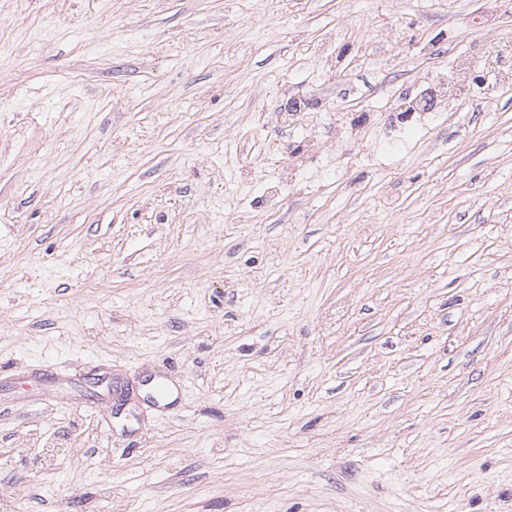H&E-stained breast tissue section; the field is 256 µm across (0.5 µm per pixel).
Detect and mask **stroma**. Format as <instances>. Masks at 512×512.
<instances>
[{"label":"stroma","mask_w":512,"mask_h":512,"mask_svg":"<svg viewBox=\"0 0 512 512\" xmlns=\"http://www.w3.org/2000/svg\"><path fill=\"white\" fill-rule=\"evenodd\" d=\"M498 48L512 0H0V512H512Z\"/></svg>","instance_id":"obj_1"}]
</instances>
